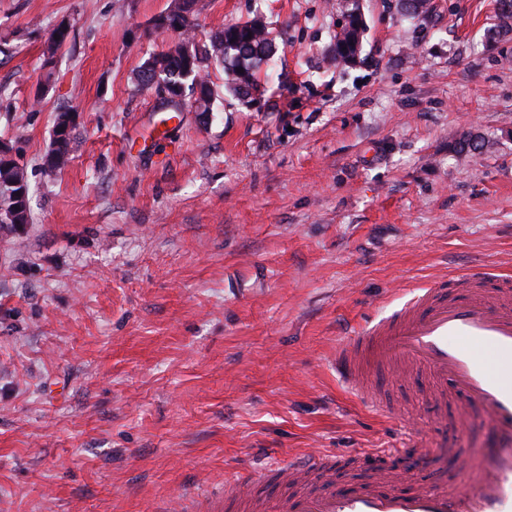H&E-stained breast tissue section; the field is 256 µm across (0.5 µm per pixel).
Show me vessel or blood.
Returning <instances> with one entry per match:
<instances>
[{"label": "vessel or blood", "instance_id": "1", "mask_svg": "<svg viewBox=\"0 0 512 512\" xmlns=\"http://www.w3.org/2000/svg\"><path fill=\"white\" fill-rule=\"evenodd\" d=\"M332 362L358 398L387 413L384 379L408 370L424 374L436 401H456L460 418L485 412L491 449L432 448L406 429L398 455L423 467L451 460L461 490L403 489L411 478L405 469L340 484L334 455L308 453L254 477L227 478L212 512H512V277L480 268L421 287L371 326L349 333ZM271 478L284 495L256 501L254 488Z\"/></svg>", "mask_w": 512, "mask_h": 512}]
</instances>
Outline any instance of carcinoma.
<instances>
[{
  "label": "carcinoma",
  "instance_id": "carcinoma-1",
  "mask_svg": "<svg viewBox=\"0 0 512 512\" xmlns=\"http://www.w3.org/2000/svg\"><path fill=\"white\" fill-rule=\"evenodd\" d=\"M195 0H171L168 12L177 15V23L169 30L180 37V42L170 50L149 58L141 70V79L145 83L154 80L156 65H161L169 73L183 67L182 51L190 48L192 52V76L184 80L188 86L202 75L204 63L209 52L194 41L195 30L193 9ZM334 55L331 60L342 65L350 63L359 49V40H351L347 28L337 31L334 36ZM212 48L220 52L219 58L224 63V87L234 95H249L251 91L260 88L258 71L263 62L269 59L273 52L272 39L266 28L253 29L246 25L233 23L224 26V36L218 42L212 43ZM251 73V82L244 85L239 80L238 70ZM28 185V180L20 181L11 169L0 170V220L7 221L8 214L14 202L18 189Z\"/></svg>",
  "mask_w": 512,
  "mask_h": 512
}]
</instances>
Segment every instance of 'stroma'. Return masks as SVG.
Listing matches in <instances>:
<instances>
[{
	"label": "stroma",
	"mask_w": 512,
	"mask_h": 512,
	"mask_svg": "<svg viewBox=\"0 0 512 512\" xmlns=\"http://www.w3.org/2000/svg\"><path fill=\"white\" fill-rule=\"evenodd\" d=\"M170 0H0V140L30 222L0 224V512H151L309 450L481 440L422 380L395 416L330 359L347 328L475 265L512 275V28L497 0H195L199 44L261 18L247 101L170 118L138 74ZM367 30L330 62L345 10ZM69 34L45 66L59 23ZM76 113L48 171L59 111Z\"/></svg>",
	"instance_id": "1"
}]
</instances>
